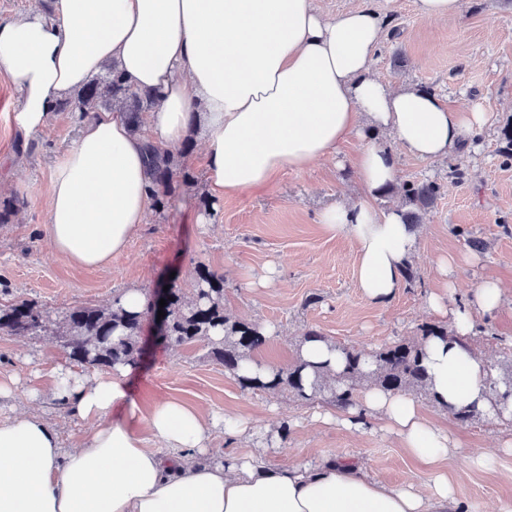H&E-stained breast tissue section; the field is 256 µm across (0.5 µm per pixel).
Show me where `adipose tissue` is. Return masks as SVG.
Wrapping results in <instances>:
<instances>
[{
	"mask_svg": "<svg viewBox=\"0 0 512 512\" xmlns=\"http://www.w3.org/2000/svg\"><path fill=\"white\" fill-rule=\"evenodd\" d=\"M383 21L369 6L327 14L312 0H52L0 19V74L15 86L23 134L43 130L55 100L104 66L157 92L134 132L121 112H93L51 176L47 233L70 263L107 269L152 208L149 147L171 150L190 114L203 113L205 169L213 196L269 186L286 169L302 170L360 132L390 131L421 160L447 158L478 136L483 113L459 112L423 88L392 90L374 74ZM353 166L361 194L327 207L321 223L349 237L359 288L373 302L400 287L418 241L399 208L375 211L371 198L392 187L391 149L370 145ZM502 289L483 279L469 306H449L434 292L429 309L455 336L424 342L428 388L445 409L489 416L512 412V395L492 397L487 363L463 341L474 314L498 308ZM126 365L107 374L59 366L52 397L95 428L80 448L63 452L55 427L37 414L0 421V512H477L462 506L458 484L440 467L452 436L420 415L410 396L366 387L356 412L376 417L426 468L429 490L368 476L348 457L311 466L265 469L249 453L209 459L214 429L249 431L235 415L217 420L173 399L141 415L128 397ZM158 440L165 455L147 450Z\"/></svg>",
	"mask_w": 512,
	"mask_h": 512,
	"instance_id": "obj_1",
	"label": "adipose tissue"
}]
</instances>
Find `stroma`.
Here are the masks:
<instances>
[{
	"instance_id": "35a3bbf8",
	"label": "stroma",
	"mask_w": 512,
	"mask_h": 512,
	"mask_svg": "<svg viewBox=\"0 0 512 512\" xmlns=\"http://www.w3.org/2000/svg\"><path fill=\"white\" fill-rule=\"evenodd\" d=\"M313 4L329 14L365 5L377 9L384 20L373 65L378 79L392 89H430L450 107L484 112L487 122L478 141L449 159L423 161L401 149L391 133L365 132L307 169L280 172L268 188L215 198L205 183L204 129L189 128L180 163L192 182H174L166 207L151 210L103 272L71 264L47 237L49 181L78 136V114L53 115L46 129L22 135L16 121L19 95L0 75V206L19 202L8 223L0 224V304L27 298L55 317L77 305H110L133 282L149 291L164 286L186 291L201 269L210 268L224 275L225 313L266 332L255 359L279 368L297 361L301 337L310 329L337 345L370 350L419 341L423 325L436 321L427 306L430 292L448 288L449 305L463 306L491 273L502 281L504 299L493 313H475L468 343L486 360L494 381L512 378V163L499 154L501 130L512 124V0H462L457 15L441 19L420 16L416 0ZM370 144L390 148L397 158L398 185L377 195L376 208L401 204L399 184L430 178L442 185L434 206L421 214L418 247L409 260L414 279L383 304L367 299L357 286L351 239L319 222L326 207L356 197L353 159ZM457 163L466 168L464 179L451 174ZM475 238L481 247L472 246ZM448 256L457 264L441 271L437 261ZM154 336V322H146L144 355L129 381L141 414L168 397L215 417H242L252 428L249 439L214 434L211 458L257 450L265 466L276 469L349 456L393 485L425 481L424 467L376 418L364 416L357 430L314 422L315 413L330 410L328 400L243 387L203 346L165 348ZM70 363L55 336L0 335V373L43 391L33 403L1 400L0 418L37 413L56 427L64 450L80 447L93 421L59 408L48 391L53 368ZM412 396L428 422L456 439L458 450L441 467L462 475L465 499L488 512L498 500L511 498L512 454H499L488 469L470 466L468 456L512 438V418L478 413L463 423L424 391Z\"/></svg>"
}]
</instances>
